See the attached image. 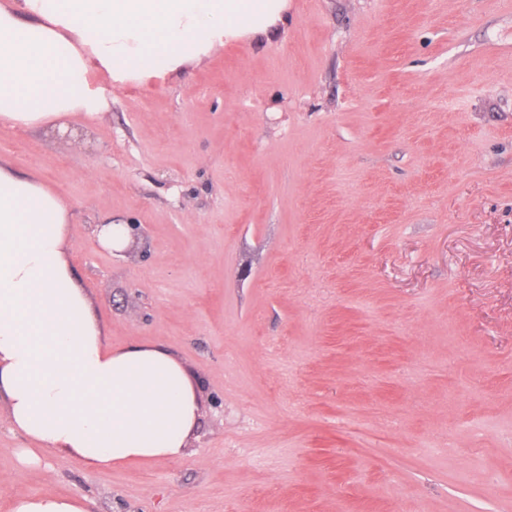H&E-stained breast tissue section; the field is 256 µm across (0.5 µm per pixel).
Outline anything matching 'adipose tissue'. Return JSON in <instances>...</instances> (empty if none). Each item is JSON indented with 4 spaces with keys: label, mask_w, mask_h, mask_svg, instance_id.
Listing matches in <instances>:
<instances>
[{
    "label": "adipose tissue",
    "mask_w": 512,
    "mask_h": 512,
    "mask_svg": "<svg viewBox=\"0 0 512 512\" xmlns=\"http://www.w3.org/2000/svg\"><path fill=\"white\" fill-rule=\"evenodd\" d=\"M288 0H0V126L68 133L105 111L110 83L163 76L234 39L267 34ZM70 211L0 161V402L12 430L93 469L183 456L200 414L176 356L107 346V330L66 250ZM10 512H87L84 498L18 497Z\"/></svg>",
    "instance_id": "adipose-tissue-1"
}]
</instances>
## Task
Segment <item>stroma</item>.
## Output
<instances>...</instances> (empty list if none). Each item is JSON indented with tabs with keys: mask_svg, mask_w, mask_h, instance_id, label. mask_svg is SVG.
<instances>
[{
	"mask_svg": "<svg viewBox=\"0 0 512 512\" xmlns=\"http://www.w3.org/2000/svg\"><path fill=\"white\" fill-rule=\"evenodd\" d=\"M104 93L0 159L69 205L109 345L174 354L200 417L110 470L22 467L1 417L0 512H512V0H288ZM95 233L102 248L118 255H122L132 241L129 223L112 224V221H109L98 225ZM86 499L78 496L42 494L18 497L11 502V512H88Z\"/></svg>",
	"mask_w": 512,
	"mask_h": 512,
	"instance_id": "stroma-1",
	"label": "stroma"
}]
</instances>
